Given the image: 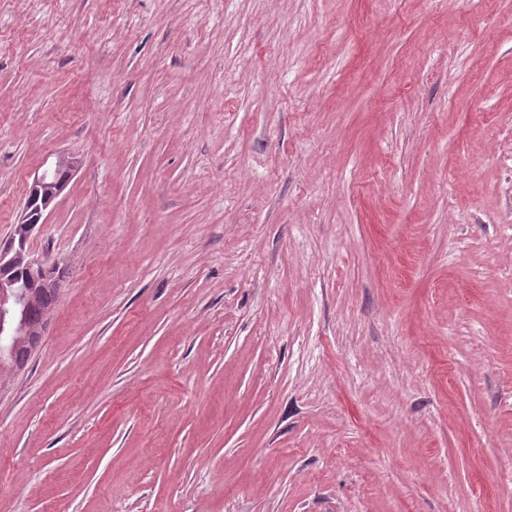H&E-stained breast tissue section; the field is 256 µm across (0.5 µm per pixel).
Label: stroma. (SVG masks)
Wrapping results in <instances>:
<instances>
[{
  "mask_svg": "<svg viewBox=\"0 0 512 512\" xmlns=\"http://www.w3.org/2000/svg\"><path fill=\"white\" fill-rule=\"evenodd\" d=\"M67 157L0 512H512V0H0Z\"/></svg>",
  "mask_w": 512,
  "mask_h": 512,
  "instance_id": "stroma-1",
  "label": "stroma"
}]
</instances>
